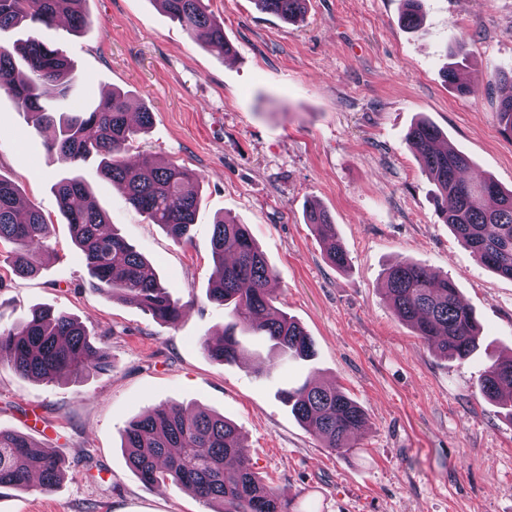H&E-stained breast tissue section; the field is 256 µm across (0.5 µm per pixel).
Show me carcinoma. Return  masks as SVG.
Wrapping results in <instances>:
<instances>
[{"mask_svg":"<svg viewBox=\"0 0 512 512\" xmlns=\"http://www.w3.org/2000/svg\"><path fill=\"white\" fill-rule=\"evenodd\" d=\"M157 2L201 45L220 55L226 53L224 26L212 17L204 0ZM253 2L257 10L291 23L305 14L308 0ZM83 3L0 0V32L23 22L32 28L49 27L60 19L79 31L88 24ZM420 9L421 0H404L401 23L417 27ZM50 86L59 97L66 96L70 87V63L59 48L36 37L11 48L0 45V93L11 97L15 108L30 116L66 170L76 169L91 156L100 157L106 177L125 191L135 209L175 242H188L200 177L175 165L158 167L147 154L134 161L127 157L137 136L150 126L152 112L141 108L136 124H131L126 96L120 91L85 111L57 112L43 104ZM498 118L501 135L512 141V94L500 101ZM407 140L436 188L442 221L480 262L512 278V190L502 189L491 178L464 179L469 159L444 148L441 131L426 121L411 127ZM55 191L73 241L85 256L89 287L134 300L158 321H176L184 305L172 298L149 260L115 232L108 215L89 200L82 181L66 176L56 183ZM19 201L15 183L0 176V243L12 245L6 260L13 273L30 277L38 273L41 255L49 249L47 222L33 206L21 212ZM306 218L325 234L329 261L338 268L346 267L348 259L336 241L329 212L313 204ZM212 259L209 298L229 308L233 318L224 330V341L206 344L213 360L224 364L238 358V331L264 336L271 349L283 356L314 357L313 340L275 306L267 284L276 278V272L246 225L218 220ZM383 293L397 315L439 354L463 360L476 349L477 321L448 278L401 261L387 270ZM0 364L45 383L81 376L93 368L112 370L109 354L94 345L77 319L38 310L18 324L0 325ZM479 391L489 400L512 407V357L496 360L484 370ZM283 399L306 430L333 452L349 451L367 425L363 409L337 389L307 381L284 391ZM123 448L131 469L144 484L185 490L212 506V512H295L291 502L261 482L240 432L222 415L188 411L177 404L159 407L128 424ZM64 473V460L54 449L0 429V491L51 493Z\"/></svg>","mask_w":512,"mask_h":512,"instance_id":"1","label":"carcinoma"}]
</instances>
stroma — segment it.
I'll use <instances>...</instances> for the list:
<instances>
[{"mask_svg": "<svg viewBox=\"0 0 512 512\" xmlns=\"http://www.w3.org/2000/svg\"><path fill=\"white\" fill-rule=\"evenodd\" d=\"M236 52L205 49L156 0H85L81 31H40L73 66L70 106L119 90L153 114L130 152L149 153L202 179L188 244L130 205L100 171L77 173L119 234L149 258L186 312L160 323L138 305L93 292L55 192L64 168L25 113L0 94V174L48 223L55 252L37 275L15 276L0 246V325L37 306L77 318L112 357L108 371L43 383L0 365V428L55 448L66 475L49 495L0 497V512H207L187 492L143 484L121 445L127 424L161 405L223 415L254 471L297 512H512V416L478 380L512 355V279L484 267L437 212L435 186L407 141L427 118L470 160L467 178L512 189L493 82L512 70V0H424L418 29L403 0H308L284 22L253 0H205ZM476 81L460 94L450 64ZM328 210L348 255L327 259L304 210ZM248 225L278 277L276 305L313 339V360H283L265 340H243L240 362L210 358L228 309L208 296L212 237L221 218ZM419 263L449 277L473 309L483 341L445 358L385 300V270ZM273 365L267 375L257 366ZM345 392L369 422L353 450L335 453L281 399L308 377Z\"/></svg>", "mask_w": 512, "mask_h": 512, "instance_id": "1", "label": "stroma"}]
</instances>
